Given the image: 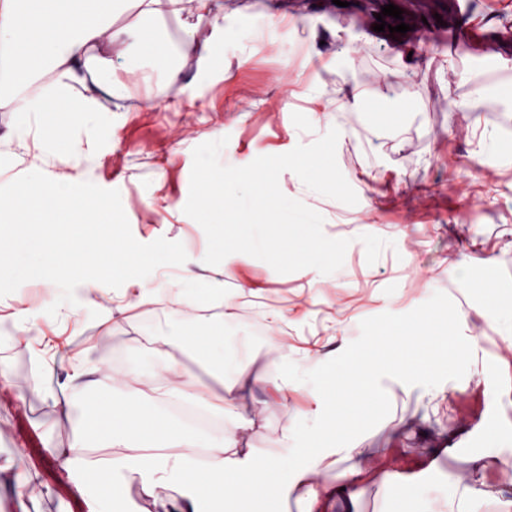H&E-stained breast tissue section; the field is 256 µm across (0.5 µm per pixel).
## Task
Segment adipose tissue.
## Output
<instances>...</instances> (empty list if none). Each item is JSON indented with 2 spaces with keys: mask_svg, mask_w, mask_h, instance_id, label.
Here are the masks:
<instances>
[{
  "mask_svg": "<svg viewBox=\"0 0 512 512\" xmlns=\"http://www.w3.org/2000/svg\"><path fill=\"white\" fill-rule=\"evenodd\" d=\"M119 3L135 12V23L113 27L112 16ZM166 3L187 13H208L213 8V0H0V51L7 53L0 87L8 89L7 94H0V102L18 112H38L41 104L27 97L26 91L43 78L53 77L57 96L64 98L75 86L85 84L88 74L104 66V46L132 40L156 50L157 42L140 22L157 15ZM110 380V374H103L83 414L72 421V444L51 451L76 492H83L89 484L111 490L114 472L129 464L125 456L103 464L84 457L83 443L97 440L138 451V462L147 473L141 485L144 497L156 498L169 477H177L186 491L177 512H190L201 493L223 501L246 492L267 497L284 494L303 503V512H319L332 499L346 507L360 495L353 479H345L340 488L322 486L314 481L310 468L297 469L287 483H280L270 459L247 454L228 457L220 445L209 447L204 460L191 459L187 451L197 445L193 432L150 411L142 402L114 398ZM171 397L189 400L212 417L230 418L235 432H246L254 425L251 413L241 408L235 387H225L222 395L215 396L190 382L158 394L162 401Z\"/></svg>",
  "mask_w": 512,
  "mask_h": 512,
  "instance_id": "1",
  "label": "adipose tissue"
}]
</instances>
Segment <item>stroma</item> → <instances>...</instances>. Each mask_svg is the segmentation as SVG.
Here are the masks:
<instances>
[{"mask_svg": "<svg viewBox=\"0 0 512 512\" xmlns=\"http://www.w3.org/2000/svg\"><path fill=\"white\" fill-rule=\"evenodd\" d=\"M220 18L163 8L147 22L161 43L137 59L112 52L96 84L120 87L103 112H67L82 103L77 87L58 99L50 84L41 112L0 111V185L41 171L56 181L72 172L119 190L134 237L181 242L188 259L120 288L98 285L95 302L46 309L60 291L31 280L0 297V464L36 473L18 491L0 475V501L17 512H162L140 494L138 465L113 476L115 495L89 487L78 495L60 465L36 468L21 434L33 427L41 448L68 446L71 428L51 390L73 374L56 366L50 388L39 385V351L59 345L89 352L80 378L111 370L115 396H155L172 370L213 391L238 377H277L283 362L310 370L342 352L359 324L385 312L402 314L435 292L447 294L464 319L473 349L463 379L434 388L385 379L389 415L358 437L365 465L329 449L312 462L318 480L342 483L359 469L361 494L351 512H512V0H420L403 12L407 33L367 35L375 17L332 0H221ZM214 43L206 58L182 50L186 25ZM456 49H449V36ZM179 71L170 83V71ZM59 125L61 139L46 130ZM336 158L358 202L350 206L307 188L290 171L281 191L324 218L330 238L349 239L342 267L329 275L308 268L280 274L243 253L210 266L203 229L183 212L192 152L227 138L223 164L308 145L330 128ZM496 302L486 315L488 302ZM124 305L111 322L109 308ZM36 307L38 338L15 340L24 308ZM216 336L196 349L188 336ZM309 384L284 393L254 384L249 446L238 453L286 455L297 421L320 408ZM486 467L473 468L475 458Z\"/></svg>", "mask_w": 512, "mask_h": 512, "instance_id": "1", "label": "stroma"}]
</instances>
